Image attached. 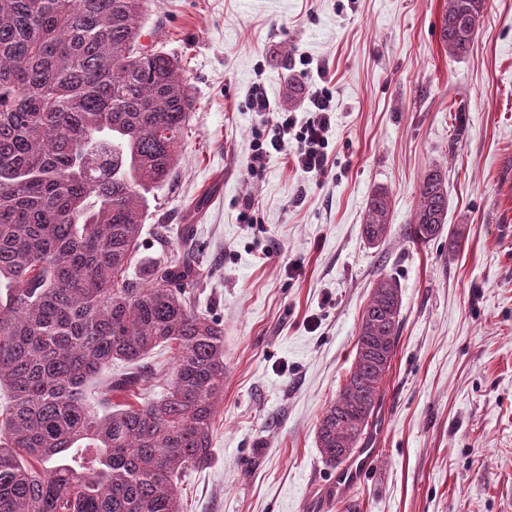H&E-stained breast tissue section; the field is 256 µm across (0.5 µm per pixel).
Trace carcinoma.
Segmentation results:
<instances>
[{"label": "carcinoma", "mask_w": 512, "mask_h": 512, "mask_svg": "<svg viewBox=\"0 0 512 512\" xmlns=\"http://www.w3.org/2000/svg\"><path fill=\"white\" fill-rule=\"evenodd\" d=\"M147 0H0V512H182L178 477L212 455L224 399V327L199 310L193 248L129 273L148 219L142 192L174 171L193 101L177 60L140 42ZM484 0H445L448 56L469 50ZM390 199L369 197L372 244ZM448 179L429 167L414 236H441ZM396 281L363 309L353 366L317 445L336 467L368 441L400 333ZM158 346L166 392L99 414L85 385ZM131 372L103 392L139 396Z\"/></svg>", "instance_id": "cac0c4a2"}]
</instances>
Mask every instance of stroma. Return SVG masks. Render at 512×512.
Here are the masks:
<instances>
[{"label":"stroma","mask_w":512,"mask_h":512,"mask_svg":"<svg viewBox=\"0 0 512 512\" xmlns=\"http://www.w3.org/2000/svg\"><path fill=\"white\" fill-rule=\"evenodd\" d=\"M445 0H149L142 41L178 60L193 100L132 260L179 258L155 224L192 230L199 305L224 327L212 456L179 479L183 512H337L316 442L355 356L374 282L397 281L401 328L369 428L361 512H512V0H484L470 50L440 40ZM313 66L300 63V56ZM328 87L326 173L291 157L246 167L264 115ZM448 174L442 236L410 234L420 179ZM391 231L369 245L368 197ZM252 203L255 223L240 219ZM390 199L383 190H375L369 197L362 224L363 237L372 244H379L390 233Z\"/></svg>","instance_id":"35a3bbf8"}]
</instances>
